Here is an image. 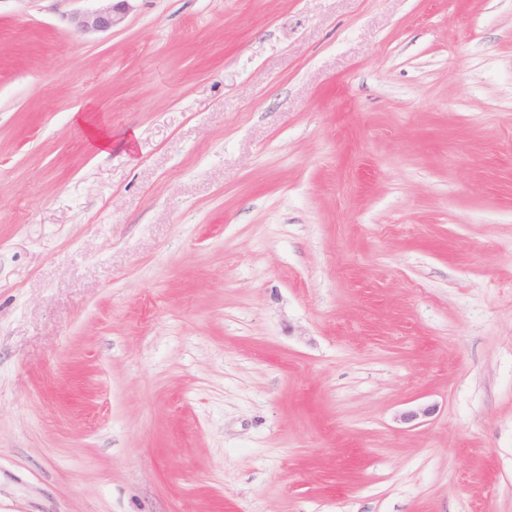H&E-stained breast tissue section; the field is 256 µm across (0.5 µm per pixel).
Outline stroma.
Returning a JSON list of instances; mask_svg holds the SVG:
<instances>
[{
    "mask_svg": "<svg viewBox=\"0 0 512 512\" xmlns=\"http://www.w3.org/2000/svg\"><path fill=\"white\" fill-rule=\"evenodd\" d=\"M76 7L0 0V512H512V0ZM107 2L96 7L76 10L70 17L74 32L90 35L111 30L118 25L130 9L128 2L133 0H85Z\"/></svg>",
    "mask_w": 512,
    "mask_h": 512,
    "instance_id": "1",
    "label": "stroma"
}]
</instances>
